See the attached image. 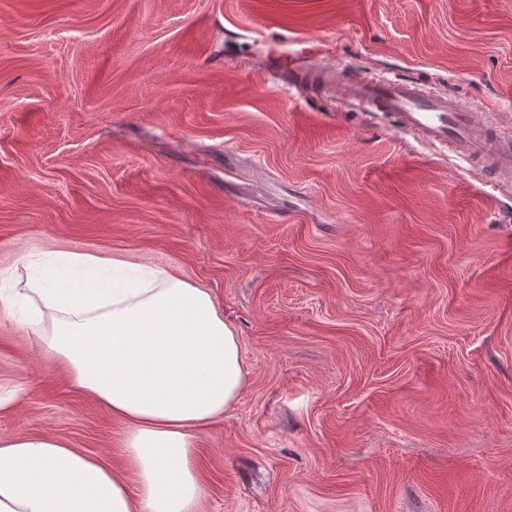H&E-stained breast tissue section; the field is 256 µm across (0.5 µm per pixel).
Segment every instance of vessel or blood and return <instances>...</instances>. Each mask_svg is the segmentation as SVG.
<instances>
[{
  "instance_id": "vessel-or-blood-1",
  "label": "vessel or blood",
  "mask_w": 512,
  "mask_h": 512,
  "mask_svg": "<svg viewBox=\"0 0 512 512\" xmlns=\"http://www.w3.org/2000/svg\"><path fill=\"white\" fill-rule=\"evenodd\" d=\"M310 90L336 88L341 99L369 112L397 116L401 128L423 142L448 148L491 188L512 187V132L479 117L454 95H432L420 85L383 77L362 76L314 64L305 68Z\"/></svg>"
}]
</instances>
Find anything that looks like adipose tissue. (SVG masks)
I'll use <instances>...</instances> for the list:
<instances>
[{
  "label": "adipose tissue",
  "instance_id": "adipose-tissue-1",
  "mask_svg": "<svg viewBox=\"0 0 512 512\" xmlns=\"http://www.w3.org/2000/svg\"><path fill=\"white\" fill-rule=\"evenodd\" d=\"M124 268L73 253L28 282L51 320L37 340L125 422L123 468L52 437L0 441V512H198L193 432L239 399L242 349L205 289Z\"/></svg>",
  "mask_w": 512,
  "mask_h": 512
}]
</instances>
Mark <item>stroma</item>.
I'll use <instances>...</instances> for the list:
<instances>
[{
	"instance_id": "1",
	"label": "stroma",
	"mask_w": 512,
	"mask_h": 512,
	"mask_svg": "<svg viewBox=\"0 0 512 512\" xmlns=\"http://www.w3.org/2000/svg\"><path fill=\"white\" fill-rule=\"evenodd\" d=\"M402 78L512 129V0H0V285L93 254L210 293L247 385L201 512H512V189L301 87ZM0 309V440L125 424Z\"/></svg>"
}]
</instances>
